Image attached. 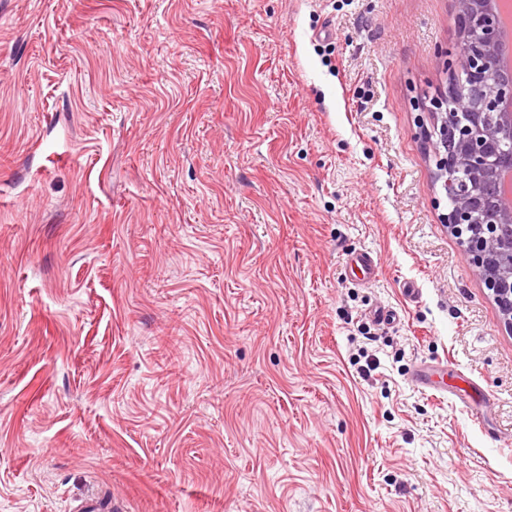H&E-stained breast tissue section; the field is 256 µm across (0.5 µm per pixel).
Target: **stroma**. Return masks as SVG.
<instances>
[{
    "label": "stroma",
    "instance_id": "obj_1",
    "mask_svg": "<svg viewBox=\"0 0 512 512\" xmlns=\"http://www.w3.org/2000/svg\"><path fill=\"white\" fill-rule=\"evenodd\" d=\"M457 42L453 0H0V512H512V329L415 107ZM350 263L364 279L369 281L376 280L381 267L379 259L371 251H362L352 256Z\"/></svg>",
    "mask_w": 512,
    "mask_h": 512
}]
</instances>
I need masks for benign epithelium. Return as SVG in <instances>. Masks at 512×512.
Returning <instances> with one entry per match:
<instances>
[{
  "label": "benign epithelium",
  "mask_w": 512,
  "mask_h": 512,
  "mask_svg": "<svg viewBox=\"0 0 512 512\" xmlns=\"http://www.w3.org/2000/svg\"><path fill=\"white\" fill-rule=\"evenodd\" d=\"M455 4L468 48L455 56L452 70L464 76L467 91L452 83L417 107L438 130L436 175L452 199L443 221L455 234L469 229L467 258L512 326V199L488 192L512 170V70L496 59L499 0Z\"/></svg>",
  "instance_id": "1"
}]
</instances>
